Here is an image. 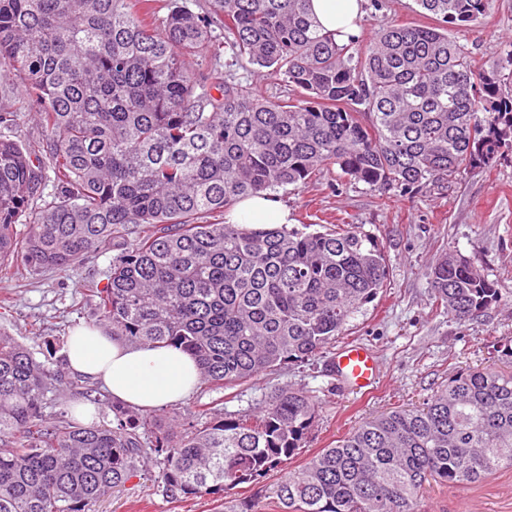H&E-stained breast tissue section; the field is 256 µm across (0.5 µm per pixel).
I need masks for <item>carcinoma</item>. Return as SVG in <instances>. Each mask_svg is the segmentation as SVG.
<instances>
[{
  "mask_svg": "<svg viewBox=\"0 0 512 512\" xmlns=\"http://www.w3.org/2000/svg\"><path fill=\"white\" fill-rule=\"evenodd\" d=\"M154 0H0V70L18 76L44 129V158L0 139V267L64 270L103 242L117 254L96 322L131 344L180 348L200 382L242 384L321 354L385 286L379 238L360 224L206 223L242 199L297 190L338 169L411 193L512 148V96L454 33L493 0H416L425 25L385 21L339 43L310 0H209L195 14ZM223 37L214 39V30ZM210 55L207 72L189 57ZM279 75L262 97L235 79ZM55 190L44 194V164ZM32 224L19 240L13 226ZM448 316L498 301L449 251L428 274ZM56 373L0 334V512H93L153 459L173 495L254 483L300 448L315 400L276 389L255 417L187 422L174 434L114 402L112 426L43 414ZM512 464V360L456 374L422 407L366 419L273 488L280 512H420L431 480L479 482Z\"/></svg>",
  "mask_w": 512,
  "mask_h": 512,
  "instance_id": "obj_1",
  "label": "carcinoma"
}]
</instances>
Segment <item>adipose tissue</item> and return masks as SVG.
Segmentation results:
<instances>
[{
	"mask_svg": "<svg viewBox=\"0 0 512 512\" xmlns=\"http://www.w3.org/2000/svg\"><path fill=\"white\" fill-rule=\"evenodd\" d=\"M309 8L322 28L336 40L358 34L361 0H310ZM288 211L276 195L262 193L240 201L228 214L231 224H284ZM69 367L101 381L114 400L140 409L180 402L196 389L195 360L174 347L133 345L92 326L79 327L67 348Z\"/></svg>",
	"mask_w": 512,
	"mask_h": 512,
	"instance_id": "ef3b65f1",
	"label": "adipose tissue"
}]
</instances>
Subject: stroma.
<instances>
[{
	"mask_svg": "<svg viewBox=\"0 0 512 512\" xmlns=\"http://www.w3.org/2000/svg\"><path fill=\"white\" fill-rule=\"evenodd\" d=\"M427 23L416 0H383L381 11L366 9L360 27L371 33L381 20ZM477 62L496 67L512 45V0H494L492 15L481 31L466 36ZM15 112L12 126L0 136L34 150L43 131L25 101L19 83L0 77V109ZM293 226L360 224L382 242L389 260V279L365 313L356 317L334 345L305 362L282 364L230 388H197L184 401L147 410L150 418H193L204 423L215 414H257L274 389L293 388L316 400L318 412L297 455L294 470L322 448L336 442L365 418L400 406L427 402L466 368L497 367L512 348V149L489 165L429 183L405 194H381L342 173L314 180L299 190L277 193ZM455 250L468 257L495 282L499 300L466 322L452 319L436 305L427 274ZM115 250L103 244L95 253L63 271H28L16 276L0 271V333L14 337L45 367H62L63 378L47 395L49 421L80 405L81 388L99 381L78 377L64 366L65 338L78 326L94 323L95 310L83 285L105 281ZM361 343L372 348L380 377L371 393L338 386L330 361L340 348ZM158 465L131 478L96 512H212L211 496H172L156 475ZM424 512H512V466L481 482L453 489L426 484Z\"/></svg>",
	"mask_w": 512,
	"mask_h": 512,
	"instance_id": "1",
	"label": "stroma"
}]
</instances>
